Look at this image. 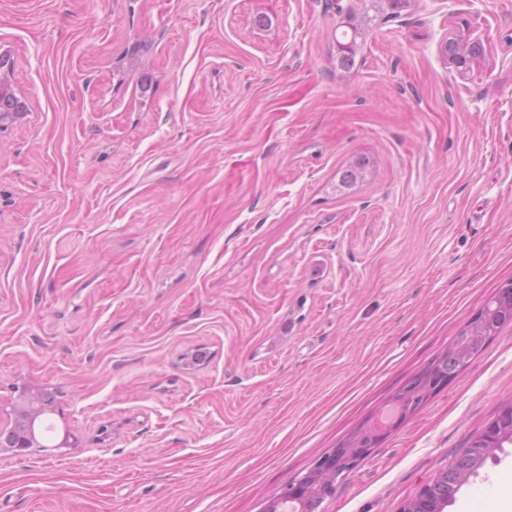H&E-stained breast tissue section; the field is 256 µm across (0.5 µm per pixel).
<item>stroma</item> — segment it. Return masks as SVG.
Listing matches in <instances>:
<instances>
[{
  "label": "stroma",
  "instance_id": "1",
  "mask_svg": "<svg viewBox=\"0 0 512 512\" xmlns=\"http://www.w3.org/2000/svg\"><path fill=\"white\" fill-rule=\"evenodd\" d=\"M325 3L0 0V414L58 397L0 512H264L512 280V0H411L348 73L362 3ZM138 39L144 106L112 79ZM511 404L508 322L322 512H401ZM444 512H512V445ZM454 46L459 49V54H461L462 48H470L476 47L481 48V43L478 38H471L470 34H461L457 38H443L441 40V50L448 56V59L452 61V63L457 67L462 69H466L467 66L458 64V59L454 58ZM368 168L369 160L366 158L359 157L354 160L340 172L336 182V191L347 193L353 190L365 178Z\"/></svg>",
  "mask_w": 512,
  "mask_h": 512
}]
</instances>
